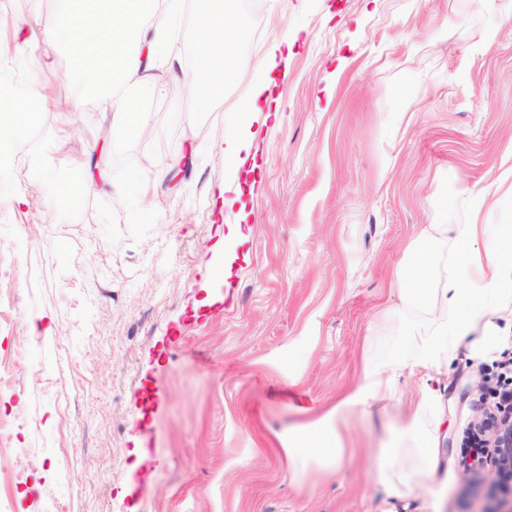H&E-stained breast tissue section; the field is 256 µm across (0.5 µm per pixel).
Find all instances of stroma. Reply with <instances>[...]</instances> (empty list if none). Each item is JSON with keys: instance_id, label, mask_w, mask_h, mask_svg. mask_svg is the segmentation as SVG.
<instances>
[{"instance_id": "1", "label": "stroma", "mask_w": 512, "mask_h": 512, "mask_svg": "<svg viewBox=\"0 0 512 512\" xmlns=\"http://www.w3.org/2000/svg\"><path fill=\"white\" fill-rule=\"evenodd\" d=\"M177 2L182 68L157 71L163 93L140 90L147 139L101 140L68 51L0 60V81L50 101L0 169V512H488V471L462 439L493 405L512 340L460 348L436 375L437 466L406 496L376 467L417 371L394 375V402L347 418L337 469L294 477L283 443L351 393L365 362L400 364L412 348L415 315L393 282L423 228L475 213L512 224L499 183L512 170V0H228L242 38L223 101L205 109L181 93L198 33L193 0ZM288 28L300 39L255 142L261 186L243 198L247 240L225 281L224 140L251 121L263 53ZM129 162L158 222L138 195L110 198ZM46 163L85 166L94 191L62 208L38 177ZM41 314L54 332L30 336ZM24 368L40 381L15 388Z\"/></svg>"}]
</instances>
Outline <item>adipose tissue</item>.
<instances>
[{
    "instance_id": "1",
    "label": "adipose tissue",
    "mask_w": 512,
    "mask_h": 512,
    "mask_svg": "<svg viewBox=\"0 0 512 512\" xmlns=\"http://www.w3.org/2000/svg\"><path fill=\"white\" fill-rule=\"evenodd\" d=\"M194 25L198 39L188 81L196 87L195 100L213 104L224 98L230 78L225 64L238 52V17L225 0H198ZM169 29L170 15L158 0H62L57 23L29 24L24 45L31 52L56 44L70 48L79 99H92L109 114L112 133L139 136L149 125L147 113L138 107L149 71L180 63ZM9 92L17 108L0 116V141L14 142L33 127L48 102L15 86ZM254 140L247 131L224 141V163L234 174L219 192L224 207H233L243 193L256 189V179L242 175L256 157ZM396 285L405 309L417 312L425 323L413 347L414 367L426 370L448 363L468 336L479 352L491 350L502 336L493 316L503 302H512V225L476 220L428 225L412 261L397 269ZM393 397L390 380L369 366L334 414L340 417L367 400ZM408 415V447L382 449L377 466L379 481L396 497L419 486L436 464L441 420L435 391L421 387ZM287 452L297 469L311 461L331 469L345 450L339 431L317 423L289 440Z\"/></svg>"
}]
</instances>
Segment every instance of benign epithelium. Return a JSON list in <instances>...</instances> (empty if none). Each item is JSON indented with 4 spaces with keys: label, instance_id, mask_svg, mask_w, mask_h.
Returning a JSON list of instances; mask_svg holds the SVG:
<instances>
[{
    "label": "benign epithelium",
    "instance_id": "obj_1",
    "mask_svg": "<svg viewBox=\"0 0 512 512\" xmlns=\"http://www.w3.org/2000/svg\"><path fill=\"white\" fill-rule=\"evenodd\" d=\"M473 426L480 431L494 465L489 482L498 498L490 512H512V401L498 403L489 417L480 414Z\"/></svg>",
    "mask_w": 512,
    "mask_h": 512
}]
</instances>
